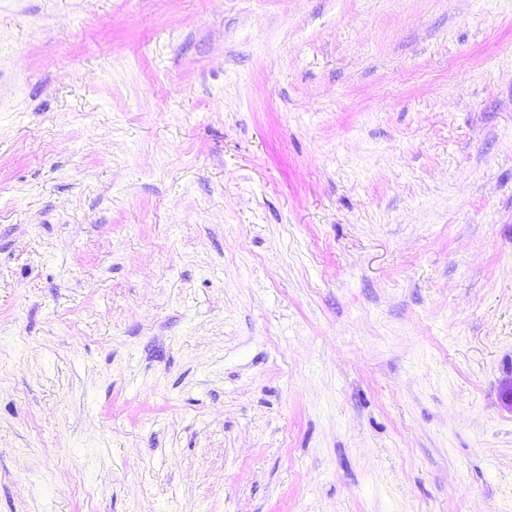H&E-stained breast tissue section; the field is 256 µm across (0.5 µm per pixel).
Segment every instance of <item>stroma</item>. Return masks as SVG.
Returning <instances> with one entry per match:
<instances>
[{
    "label": "stroma",
    "instance_id": "35a3bbf8",
    "mask_svg": "<svg viewBox=\"0 0 512 512\" xmlns=\"http://www.w3.org/2000/svg\"><path fill=\"white\" fill-rule=\"evenodd\" d=\"M0 512H512V0H0Z\"/></svg>",
    "mask_w": 512,
    "mask_h": 512
}]
</instances>
